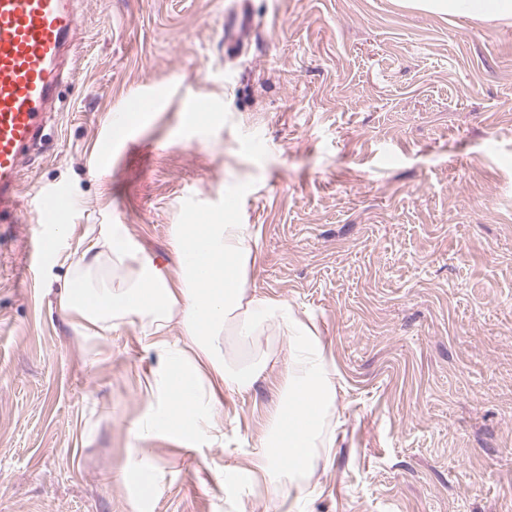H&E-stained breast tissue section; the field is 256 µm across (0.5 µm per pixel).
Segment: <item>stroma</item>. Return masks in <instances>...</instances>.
<instances>
[{
	"instance_id": "obj_1",
	"label": "stroma",
	"mask_w": 512,
	"mask_h": 512,
	"mask_svg": "<svg viewBox=\"0 0 512 512\" xmlns=\"http://www.w3.org/2000/svg\"><path fill=\"white\" fill-rule=\"evenodd\" d=\"M77 9L19 221L0 223V512H286L246 476L280 370L225 399L222 443L139 437L155 352L130 326L76 333L64 268L27 264L57 188L75 203L65 256L101 224L161 260L197 215L252 225L251 287L311 319L339 375L302 512H512V21L406 0ZM236 12L254 27L228 52ZM151 91L162 106L99 169L109 120ZM196 96L222 116L187 127Z\"/></svg>"
}]
</instances>
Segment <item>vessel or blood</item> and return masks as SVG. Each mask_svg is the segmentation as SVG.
<instances>
[{"instance_id":"b4317fda","label":"vessel or blood","mask_w":512,"mask_h":512,"mask_svg":"<svg viewBox=\"0 0 512 512\" xmlns=\"http://www.w3.org/2000/svg\"><path fill=\"white\" fill-rule=\"evenodd\" d=\"M75 0H0V212L16 207L24 164L35 150L53 101L57 76L80 28ZM250 26L248 15L224 22V46L239 48ZM73 208L63 190L47 192L39 223H61ZM58 238L45 231L29 245L32 265H41Z\"/></svg>"}]
</instances>
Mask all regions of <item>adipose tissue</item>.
Here are the masks:
<instances>
[{"instance_id":"obj_1","label":"adipose tissue","mask_w":512,"mask_h":512,"mask_svg":"<svg viewBox=\"0 0 512 512\" xmlns=\"http://www.w3.org/2000/svg\"><path fill=\"white\" fill-rule=\"evenodd\" d=\"M433 13L488 21L512 20V0H409ZM248 224L175 225V261L142 255L120 225H100L78 243L59 304L87 336L130 326L158 355L145 377L156 409L148 431L193 444L221 442L225 397L245 399L269 368L281 366L277 401L266 415L251 476L281 500L311 493L321 451L333 447L330 419L337 406L336 366L312 321L291 304L250 286L257 257ZM111 266L113 277L96 274ZM283 339L279 352L275 339Z\"/></svg>"}]
</instances>
